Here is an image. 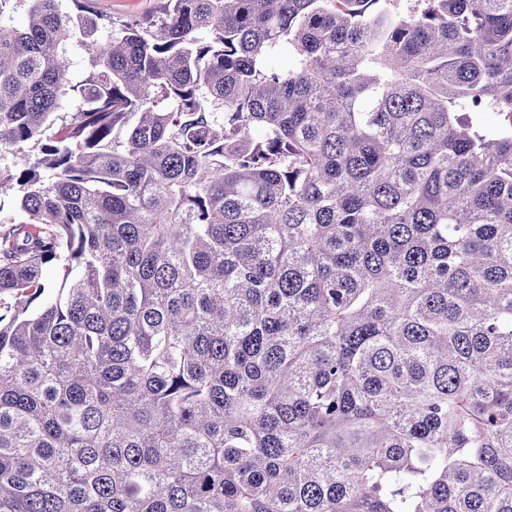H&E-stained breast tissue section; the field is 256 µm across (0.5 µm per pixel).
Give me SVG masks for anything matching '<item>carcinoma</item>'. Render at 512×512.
Returning a JSON list of instances; mask_svg holds the SVG:
<instances>
[{
  "instance_id": "1",
  "label": "carcinoma",
  "mask_w": 512,
  "mask_h": 512,
  "mask_svg": "<svg viewBox=\"0 0 512 512\" xmlns=\"http://www.w3.org/2000/svg\"><path fill=\"white\" fill-rule=\"evenodd\" d=\"M71 3L0 0V512H512V0ZM161 0H98L97 9L115 18L136 16L145 19L160 6Z\"/></svg>"
}]
</instances>
